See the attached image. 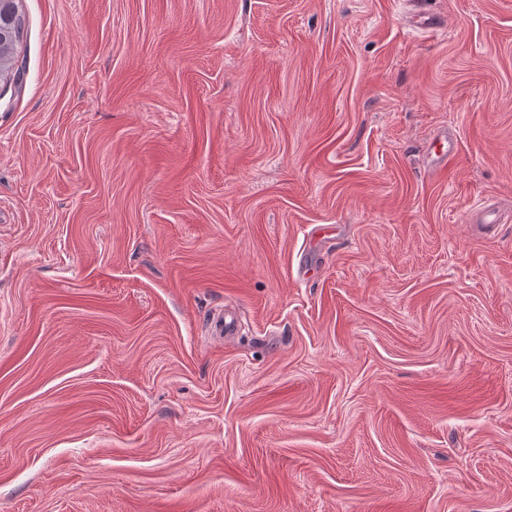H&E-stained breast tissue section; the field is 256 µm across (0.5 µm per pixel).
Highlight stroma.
Segmentation results:
<instances>
[{"instance_id":"35a3bbf8","label":"stroma","mask_w":512,"mask_h":512,"mask_svg":"<svg viewBox=\"0 0 512 512\" xmlns=\"http://www.w3.org/2000/svg\"><path fill=\"white\" fill-rule=\"evenodd\" d=\"M18 2L0 512H512V0ZM445 143L447 144L446 148ZM458 149L459 143L454 134L448 132V134L442 135L439 147L434 150L430 171L435 173L443 170L448 163V158L454 157L458 153Z\"/></svg>"}]
</instances>
